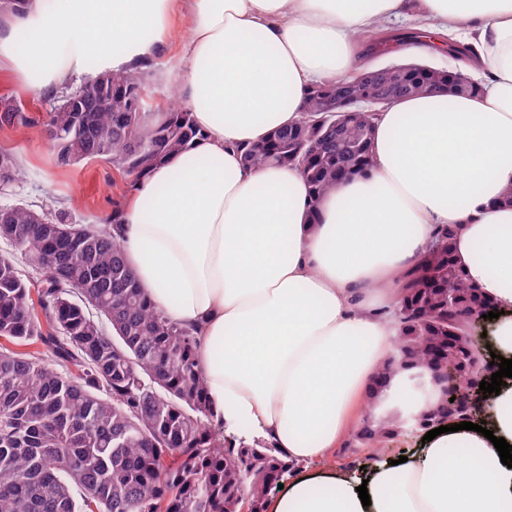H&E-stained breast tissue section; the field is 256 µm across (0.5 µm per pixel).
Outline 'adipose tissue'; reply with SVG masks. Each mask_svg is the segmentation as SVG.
Segmentation results:
<instances>
[{"instance_id": "adipose-tissue-1", "label": "adipose tissue", "mask_w": 512, "mask_h": 512, "mask_svg": "<svg viewBox=\"0 0 512 512\" xmlns=\"http://www.w3.org/2000/svg\"><path fill=\"white\" fill-rule=\"evenodd\" d=\"M191 25L175 74L198 130L154 166L119 217L125 258L154 307L196 327L215 422L301 470L268 512H512V378L486 431L446 432L407 462L325 468L361 422L374 369L400 331L402 277L456 229L453 253L492 298L496 355L512 359V0H25L0 18V66L40 100L73 75L135 71ZM416 23L427 55L471 46L432 90L379 112L370 175L312 203L298 166L243 164V147L300 124L309 92L370 71L363 34ZM370 505H362L358 486Z\"/></svg>"}]
</instances>
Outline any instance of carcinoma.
Here are the masks:
<instances>
[{"mask_svg":"<svg viewBox=\"0 0 512 512\" xmlns=\"http://www.w3.org/2000/svg\"><path fill=\"white\" fill-rule=\"evenodd\" d=\"M397 28L382 51L415 40ZM147 72L105 73L85 84L88 96L112 95V105L88 113V128L71 129L77 113L59 107L41 120L0 103V127L56 129L61 165L101 158L130 186L158 160L186 149L191 113L165 96L168 121L149 123L143 112ZM444 86L468 87L456 76L421 63L390 66L384 82L354 77L310 94L305 120L242 149L245 164L298 165L312 204L342 177L370 174L374 116L390 100ZM343 134L336 135V121ZM15 157L0 153V180L19 179ZM124 201L104 225L68 224L64 218L32 224L24 205L0 208V238L35 257L43 273L37 288L23 277L15 256L0 255V512H265L269 497L291 466L262 439L247 444L213 423L205 376L195 358L196 328L155 309L129 268L114 233ZM407 273L397 307L406 309L396 341L408 368L426 371L446 362L471 364L466 312L490 311L494 302L465 278L450 241ZM40 342L36 355L16 346ZM401 375L390 362L375 371L379 394ZM396 425L363 421L356 437L383 450Z\"/></svg>","mask_w":512,"mask_h":512,"instance_id":"carcinoma-1","label":"carcinoma"}]
</instances>
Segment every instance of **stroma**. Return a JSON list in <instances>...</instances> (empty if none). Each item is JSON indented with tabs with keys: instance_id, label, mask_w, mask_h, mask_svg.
Returning <instances> with one entry per match:
<instances>
[{
	"instance_id": "stroma-1",
	"label": "stroma",
	"mask_w": 512,
	"mask_h": 512,
	"mask_svg": "<svg viewBox=\"0 0 512 512\" xmlns=\"http://www.w3.org/2000/svg\"><path fill=\"white\" fill-rule=\"evenodd\" d=\"M182 55L180 41H172L145 81L147 113L157 112L165 92L173 88L171 76ZM0 151L19 161L21 180L0 185V207L23 204L37 211L64 214L72 224H102L128 184L101 159L71 166L58 164L43 127L26 130L0 128Z\"/></svg>"
}]
</instances>
